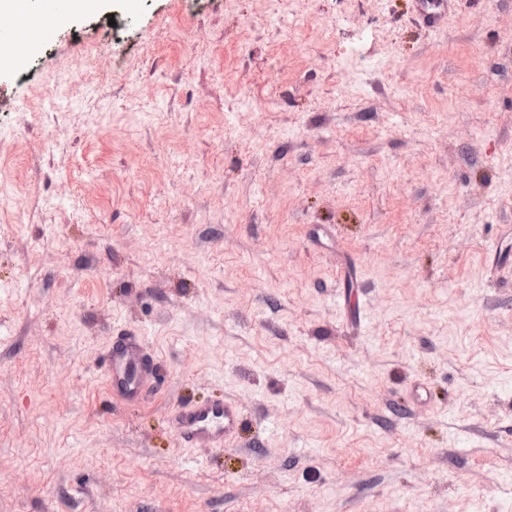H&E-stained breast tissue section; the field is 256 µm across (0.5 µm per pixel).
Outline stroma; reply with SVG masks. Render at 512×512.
<instances>
[{"label": "stroma", "instance_id": "35a3bbf8", "mask_svg": "<svg viewBox=\"0 0 512 512\" xmlns=\"http://www.w3.org/2000/svg\"><path fill=\"white\" fill-rule=\"evenodd\" d=\"M0 512H512V0H101L1 69ZM423 21L432 27L442 26L448 17L447 0H417ZM108 392L124 402H139L153 385L157 364L142 336H113L107 351ZM169 418L181 447L247 446L239 441L244 413L233 400L177 405L170 411Z\"/></svg>", "mask_w": 512, "mask_h": 512}]
</instances>
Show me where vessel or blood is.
<instances>
[{"mask_svg": "<svg viewBox=\"0 0 512 512\" xmlns=\"http://www.w3.org/2000/svg\"><path fill=\"white\" fill-rule=\"evenodd\" d=\"M424 22L442 26L448 17V0H417ZM105 374L108 392L124 402H138L153 384L157 364L143 337H113L107 351ZM169 418L177 442L184 448L235 446L244 425L242 408L233 400L175 406Z\"/></svg>", "mask_w": 512, "mask_h": 512, "instance_id": "b4317fda", "label": "vessel or blood"}]
</instances>
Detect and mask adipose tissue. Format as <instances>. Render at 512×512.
<instances>
[{"label": "adipose tissue", "mask_w": 512, "mask_h": 512, "mask_svg": "<svg viewBox=\"0 0 512 512\" xmlns=\"http://www.w3.org/2000/svg\"><path fill=\"white\" fill-rule=\"evenodd\" d=\"M97 0H0V19L13 20L14 26L9 38L15 46H23L27 42L21 19L31 14H41L51 22L50 27L42 28L41 36H48L51 26L66 23L73 15L95 9Z\"/></svg>", "instance_id": "1"}]
</instances>
